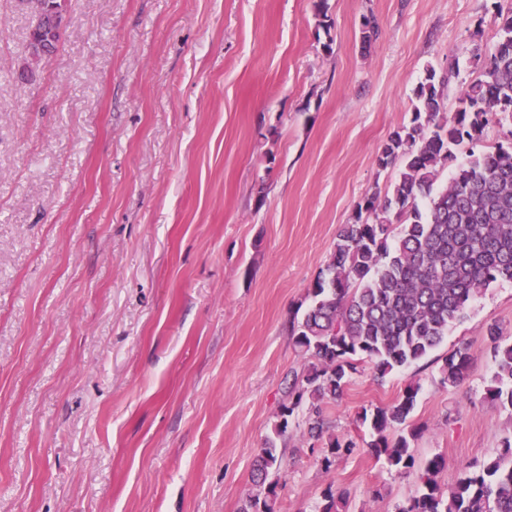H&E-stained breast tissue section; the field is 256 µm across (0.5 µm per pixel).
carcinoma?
Returning a JSON list of instances; mask_svg holds the SVG:
<instances>
[{"mask_svg": "<svg viewBox=\"0 0 512 512\" xmlns=\"http://www.w3.org/2000/svg\"><path fill=\"white\" fill-rule=\"evenodd\" d=\"M496 21V50L461 94L453 118L441 113L449 78L439 81L431 70L417 89L410 122L391 133L378 155L381 168L400 161L398 177L391 193L365 194L352 223L340 228L332 260L308 290L306 307L290 322L294 344L311 362L288 387L276 436H285L290 421L304 412L308 436L322 437L323 401L340 396L359 365H370L382 378L425 359L478 294L512 281V142L478 155L474 151L488 126L512 115V8L499 12ZM41 34L58 42L62 31L52 30L47 15L32 18L26 66L33 69L43 60L35 46ZM464 149L468 159L451 173L448 186L434 188L440 170ZM489 334L496 370L487 398L512 408V343L502 340L495 326ZM469 363L467 347L452 351L440 366L442 382L461 385ZM417 393L411 386L392 406L359 417L377 435L370 451L398 472L415 463L400 427ZM389 430L398 432L393 441ZM353 448L351 441L329 440L322 466L330 468L332 459ZM280 464L271 440L255 460L258 491L242 512H277L278 483L269 474ZM445 465L441 456L430 460L416 494L397 512H512V437L481 465L465 466L448 494L435 479ZM346 503V493L329 489L317 512H339Z\"/></svg>", "mask_w": 512, "mask_h": 512, "instance_id": "obj_1", "label": "carcinoma"}]
</instances>
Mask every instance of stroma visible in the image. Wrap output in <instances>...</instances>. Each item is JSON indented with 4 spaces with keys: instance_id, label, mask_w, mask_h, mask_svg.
<instances>
[{
    "instance_id": "1",
    "label": "stroma",
    "mask_w": 512,
    "mask_h": 512,
    "mask_svg": "<svg viewBox=\"0 0 512 512\" xmlns=\"http://www.w3.org/2000/svg\"><path fill=\"white\" fill-rule=\"evenodd\" d=\"M70 0L36 80L29 16L0 0V512H240L288 385L308 361L288 320L412 117L428 71L453 117L512 0ZM376 33L364 41L362 21ZM330 30H323V20ZM491 285L427 358L369 366L324 405L330 468L304 419L278 441L277 512H396L424 465L452 488L512 436L490 405ZM468 347L466 381L443 356ZM419 394L415 466L368 449L356 417ZM470 354L465 346L458 347L443 358L440 366L441 380L451 387L461 385L466 379Z\"/></svg>"
}]
</instances>
